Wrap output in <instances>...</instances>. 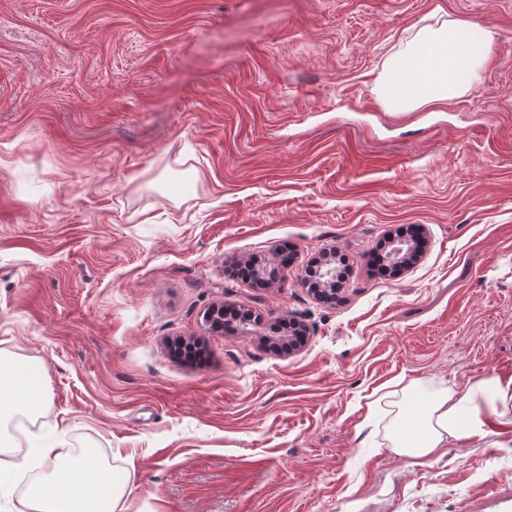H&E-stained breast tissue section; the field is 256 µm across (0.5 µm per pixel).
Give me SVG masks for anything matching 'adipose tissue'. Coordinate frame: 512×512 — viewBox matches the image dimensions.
I'll list each match as a JSON object with an SVG mask.
<instances>
[{
  "label": "adipose tissue",
  "mask_w": 512,
  "mask_h": 512,
  "mask_svg": "<svg viewBox=\"0 0 512 512\" xmlns=\"http://www.w3.org/2000/svg\"><path fill=\"white\" fill-rule=\"evenodd\" d=\"M492 46L490 31L470 20L420 27L403 49L390 55L380 75L386 111L401 114L447 106L477 81ZM490 394L502 408L512 407V384L492 378L463 392L449 386L428 390L416 432L401 433L392 421L383 438L399 454L424 458L449 441L483 437L478 409ZM48 406L38 369L1 358L0 422L19 414L35 416ZM28 438L29 455L47 467L29 489V512H125L126 479L106 468L96 449L74 452L40 427Z\"/></svg>",
  "instance_id": "ef3b65f1"
}]
</instances>
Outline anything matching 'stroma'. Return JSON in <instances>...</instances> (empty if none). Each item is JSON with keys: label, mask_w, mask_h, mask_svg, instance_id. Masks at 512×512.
<instances>
[{"label": "stroma", "mask_w": 512, "mask_h": 512, "mask_svg": "<svg viewBox=\"0 0 512 512\" xmlns=\"http://www.w3.org/2000/svg\"><path fill=\"white\" fill-rule=\"evenodd\" d=\"M437 7L490 30L482 78L387 112ZM401 226L425 255L371 272ZM335 249L327 304L302 278ZM250 257L279 279L226 275ZM220 305L254 325L212 332ZM0 357L41 368L48 435L126 470L127 512H512L511 417L422 459L361 427L512 381V0H0Z\"/></svg>", "instance_id": "1"}]
</instances>
